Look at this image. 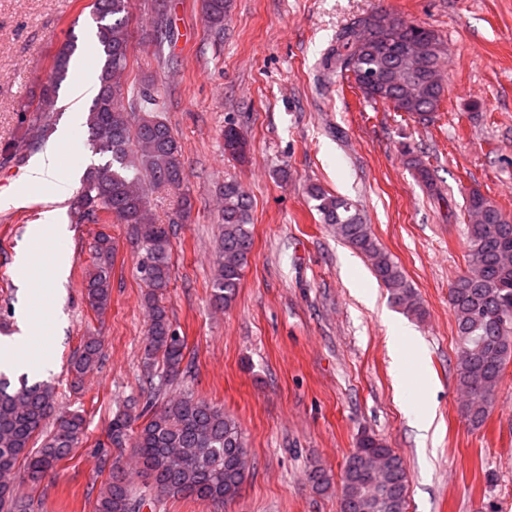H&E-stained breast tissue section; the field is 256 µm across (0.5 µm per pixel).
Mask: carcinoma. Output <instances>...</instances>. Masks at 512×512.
<instances>
[{
  "mask_svg": "<svg viewBox=\"0 0 512 512\" xmlns=\"http://www.w3.org/2000/svg\"><path fill=\"white\" fill-rule=\"evenodd\" d=\"M133 0H94L95 51L99 58L97 93L87 111L89 144L105 162L93 165L83 176L72 203L77 222H98L105 214L130 228V242L139 253L137 273L147 285L144 303L151 312L146 337L144 367L153 376L161 358L169 376L192 371L186 359L185 340L168 318L162 299L170 284L171 233L158 224L141 184L145 174L155 185L178 188L183 182L181 146L162 117L160 88L147 84L136 91L128 87L125 72L129 57L127 18ZM210 28L224 31L227 0H202ZM382 15L367 13L344 26L322 60L323 76L332 74L352 81L364 99L383 103L397 112L425 118L439 111L444 87L432 80L443 68L442 40L427 27L401 22L383 28ZM436 39L418 67L404 55L410 41ZM75 51L72 42L56 53L53 73L42 85L37 113L42 127L51 125L57 111L58 85L67 74ZM224 151L243 158L247 142L233 125L224 127ZM408 164L428 188L431 169L413 151ZM309 197L323 223L363 254L375 278L387 288L390 303L404 314L423 319L426 310L408 284L400 266L384 251L357 207L348 199L312 185ZM468 270L448 288L459 345L458 388L465 397L463 413L472 428L485 423L503 372L512 360V223L500 208L477 191L466 198ZM224 234L218 247L212 300L231 303L239 288L253 246L250 202L234 183L224 185ZM93 261L83 281L92 309L105 312L111 301L114 253L112 238L101 233L92 246ZM102 357V341L87 336L71 362L79 375ZM143 419L138 428L133 422ZM86 421L79 412L58 409L54 387L44 381L13 388L0 374V512H30V504L13 495L12 481L19 462L23 478L38 484L55 471L59 462L82 442ZM43 437L40 447L34 440ZM109 447L132 443L141 473L150 480V497L136 493L127 473L113 463L100 489L95 512H140L151 499L194 498L217 505L237 497L245 474L236 467L245 441L239 423L224 409L191 393L170 397L157 405L135 398L115 411L106 430ZM308 480L319 492L331 486L329 473L320 466L309 470ZM408 476L394 449L371 434L360 437L343 469L340 512H406Z\"/></svg>",
  "mask_w": 512,
  "mask_h": 512,
  "instance_id": "cac0c4a2",
  "label": "carcinoma"
}]
</instances>
